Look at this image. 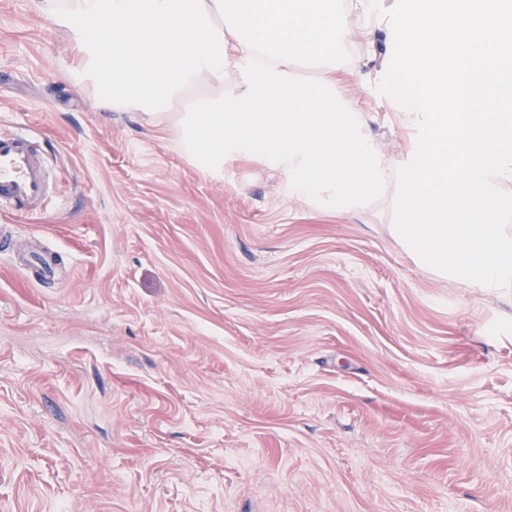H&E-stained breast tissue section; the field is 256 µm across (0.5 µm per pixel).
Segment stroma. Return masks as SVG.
Instances as JSON below:
<instances>
[{"mask_svg": "<svg viewBox=\"0 0 512 512\" xmlns=\"http://www.w3.org/2000/svg\"><path fill=\"white\" fill-rule=\"evenodd\" d=\"M337 91L409 148L356 16ZM34 0H0V128L46 207L0 214V512H512V289L419 267L396 184L356 214L173 120L100 109Z\"/></svg>", "mask_w": 512, "mask_h": 512, "instance_id": "stroma-1", "label": "stroma"}]
</instances>
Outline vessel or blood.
Masks as SVG:
<instances>
[{
	"instance_id": "vessel-or-blood-1",
	"label": "vessel or blood",
	"mask_w": 512,
	"mask_h": 512,
	"mask_svg": "<svg viewBox=\"0 0 512 512\" xmlns=\"http://www.w3.org/2000/svg\"><path fill=\"white\" fill-rule=\"evenodd\" d=\"M47 197V160L37 133L22 127L1 131L0 212L32 213Z\"/></svg>"
}]
</instances>
